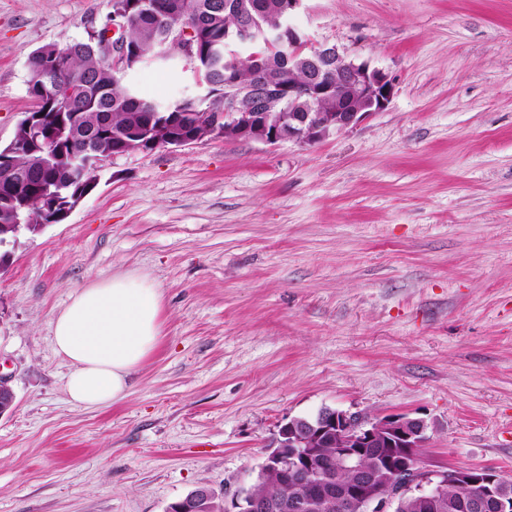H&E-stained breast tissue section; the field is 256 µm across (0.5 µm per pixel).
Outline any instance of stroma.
Segmentation results:
<instances>
[{
  "instance_id": "1",
  "label": "stroma",
  "mask_w": 512,
  "mask_h": 512,
  "mask_svg": "<svg viewBox=\"0 0 512 512\" xmlns=\"http://www.w3.org/2000/svg\"><path fill=\"white\" fill-rule=\"evenodd\" d=\"M113 0H0V146L27 58ZM295 25L389 74L384 111L308 145L136 151L0 268V512H166L252 482L321 408L425 419L430 470L512 476V0H302ZM190 88L180 61L126 74ZM116 274L154 282L161 341L127 395L69 401L52 322Z\"/></svg>"
}]
</instances>
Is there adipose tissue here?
I'll return each mask as SVG.
<instances>
[{
    "instance_id": "ef3b65f1",
    "label": "adipose tissue",
    "mask_w": 512,
    "mask_h": 512,
    "mask_svg": "<svg viewBox=\"0 0 512 512\" xmlns=\"http://www.w3.org/2000/svg\"><path fill=\"white\" fill-rule=\"evenodd\" d=\"M162 293L147 278L118 274L75 290L52 323L56 353L70 366L72 403L103 407L122 399L161 336Z\"/></svg>"
}]
</instances>
